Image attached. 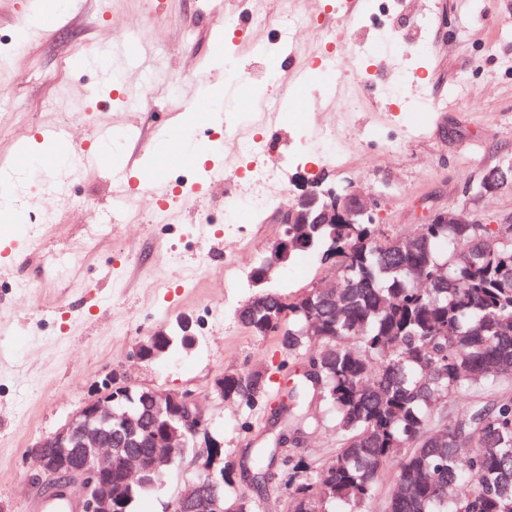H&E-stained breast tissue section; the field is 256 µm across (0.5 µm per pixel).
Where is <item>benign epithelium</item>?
Listing matches in <instances>:
<instances>
[{"instance_id":"1","label":"benign epithelium","mask_w":512,"mask_h":512,"mask_svg":"<svg viewBox=\"0 0 512 512\" xmlns=\"http://www.w3.org/2000/svg\"><path fill=\"white\" fill-rule=\"evenodd\" d=\"M512 187V163L488 170L481 182V192L491 194ZM427 224H471L473 220L455 211L430 208L423 210ZM280 224H373L374 205L356 185L328 184L321 177L300 178V193L283 209ZM307 248L303 240L288 238L283 232L264 258L258 277L266 280L286 263L297 250ZM171 339L164 329L155 331L139 342L133 357L141 362L152 361L168 352ZM117 379L105 386L103 395L84 404L57 432L40 439L35 452L39 472L33 478L37 488L61 484L80 489L82 512H114L112 503V469H130L140 463L142 455L133 452L140 445L133 423L150 420L154 423V456L163 462L172 452L184 456L186 447L195 448L198 465L196 480L167 507L169 512H237L214 496L213 485L223 463L216 449L224 441L213 433L211 422L199 408L191 392L154 391L149 409L141 412L123 406L124 390L116 388ZM54 448L53 454L40 452Z\"/></svg>"}]
</instances>
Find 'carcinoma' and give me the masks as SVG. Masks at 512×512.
Returning <instances> with one entry per match:
<instances>
[{
  "instance_id": "obj_1",
  "label": "carcinoma",
  "mask_w": 512,
  "mask_h": 512,
  "mask_svg": "<svg viewBox=\"0 0 512 512\" xmlns=\"http://www.w3.org/2000/svg\"><path fill=\"white\" fill-rule=\"evenodd\" d=\"M310 248L336 266V288L253 302L240 325L275 334L288 354L316 343L307 367L336 419V454L313 483L294 487L292 512H365L396 464L387 512H512V225L424 224L381 239L374 224H317ZM224 374V400L253 404L268 380ZM308 380L289 394L288 432L307 431ZM470 406L438 424L435 403ZM146 468L112 471L119 512L161 485Z\"/></svg>"
}]
</instances>
